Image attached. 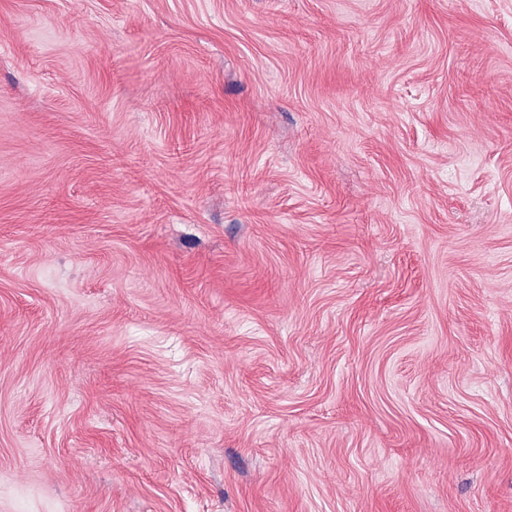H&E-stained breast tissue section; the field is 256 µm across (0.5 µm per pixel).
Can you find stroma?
<instances>
[{
    "label": "stroma",
    "mask_w": 512,
    "mask_h": 512,
    "mask_svg": "<svg viewBox=\"0 0 512 512\" xmlns=\"http://www.w3.org/2000/svg\"><path fill=\"white\" fill-rule=\"evenodd\" d=\"M0 512H512V0H0Z\"/></svg>",
    "instance_id": "1"
}]
</instances>
